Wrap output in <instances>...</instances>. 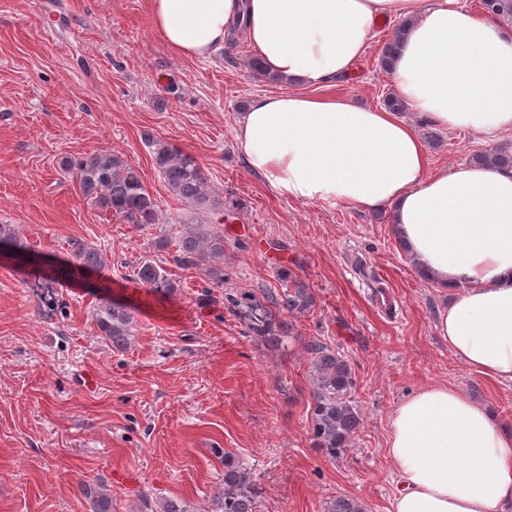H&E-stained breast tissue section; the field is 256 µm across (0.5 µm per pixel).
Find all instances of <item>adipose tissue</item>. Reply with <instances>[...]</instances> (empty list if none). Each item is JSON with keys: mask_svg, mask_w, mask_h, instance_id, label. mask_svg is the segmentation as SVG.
Here are the masks:
<instances>
[{"mask_svg": "<svg viewBox=\"0 0 512 512\" xmlns=\"http://www.w3.org/2000/svg\"><path fill=\"white\" fill-rule=\"evenodd\" d=\"M176 55L205 58L235 25L286 82L235 130L251 172L277 193L393 217L417 274L453 291L435 329L485 377L512 381V170L429 172L415 120L512 133V28L465 0H148ZM408 21L391 77L415 115L324 93L350 75L382 21ZM393 512H512V435L463 391L428 384L395 409Z\"/></svg>", "mask_w": 512, "mask_h": 512, "instance_id": "obj_1", "label": "adipose tissue"}]
</instances>
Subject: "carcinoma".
<instances>
[{"mask_svg":"<svg viewBox=\"0 0 512 512\" xmlns=\"http://www.w3.org/2000/svg\"><path fill=\"white\" fill-rule=\"evenodd\" d=\"M483 10L512 23V0H480ZM406 25L392 32L379 56V66L389 71L396 47ZM154 161L169 192L202 218L180 225V230L166 243L174 247L173 260L193 266L204 273L205 291L224 288V254L228 244L224 229L211 222L208 215L223 206L216 198L210 181L197 160L179 149L162 143L154 152ZM473 161L512 170V152L505 149L477 154ZM63 166L76 178L83 196L98 209L138 228L158 223L159 204L144 183L139 168L133 163L101 150L80 159H69ZM0 255L29 265L34 254L29 244L10 224H0ZM66 275L80 271H102L107 268L105 254L91 244L75 241L69 249ZM282 290L252 293L224 292V307L239 317L247 333L270 348L283 343L293 334L283 316L298 318L308 314L314 298L304 281L291 271L280 272ZM131 279L142 287L164 296L174 295L179 288L168 270L154 261L139 262ZM94 323L103 342L125 351L136 342V311L123 301L103 297L93 309ZM307 376L311 386L310 431L314 445L325 455L336 458L343 454L362 426V412L353 399L355 378L344 357L320 340L305 343ZM80 493L90 512H112L110 490L99 481L80 484ZM263 487L240 464H224V484L213 497V512H256ZM326 512H365L355 498L337 495L327 501Z\"/></svg>","mask_w":512,"mask_h":512,"instance_id":"obj_1","label":"carcinoma"}]
</instances>
